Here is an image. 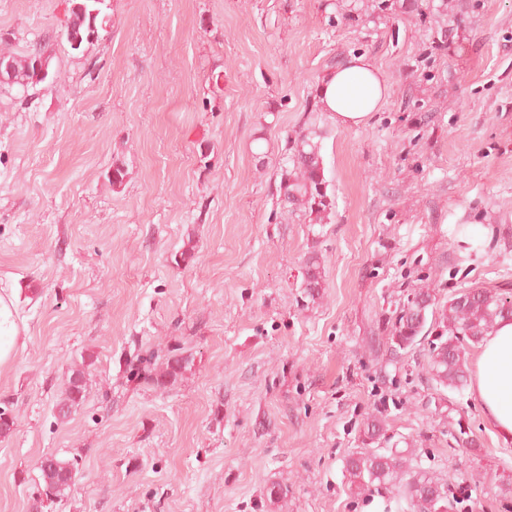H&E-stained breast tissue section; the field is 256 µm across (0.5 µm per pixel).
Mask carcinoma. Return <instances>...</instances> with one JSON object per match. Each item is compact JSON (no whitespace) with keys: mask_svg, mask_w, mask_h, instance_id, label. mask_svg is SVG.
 I'll use <instances>...</instances> for the list:
<instances>
[{"mask_svg":"<svg viewBox=\"0 0 512 512\" xmlns=\"http://www.w3.org/2000/svg\"><path fill=\"white\" fill-rule=\"evenodd\" d=\"M341 14L345 21L369 10L389 11L398 0H373V8L358 5ZM104 0H70L60 31L71 50L80 51L98 38L99 29L109 22L103 11ZM44 55L33 47L23 55L7 52L3 65L9 69L7 86L26 91L34 86L35 62ZM319 136L312 127L287 142L288 165L280 169L278 191L293 209L323 223L335 207V198L328 193L320 154ZM302 293L314 303L323 296L324 268L315 251L303 263ZM512 319V291L506 289L467 288L441 303L432 290L418 291L407 300L396 317L390 336L393 348L406 350L418 341L429 340V368L432 379L443 387L460 389L467 382L469 348L480 344L493 331L498 321ZM193 366V358L179 348L169 351L164 367L157 371L150 361L140 360L130 369L131 378L152 387L172 386ZM90 386L89 373L75 367L68 376L56 404V418L67 421L84 403ZM363 448L346 462L350 483L359 494L394 491L404 502L402 512H449L453 504L448 481L442 482L416 464V450L411 444L404 448L387 446L382 419L374 416L360 430ZM40 486L46 501L62 497L75 485L78 468L70 460L54 455L44 458L39 466Z\"/></svg>","mask_w":512,"mask_h":512,"instance_id":"cac0c4a2","label":"carcinoma"}]
</instances>
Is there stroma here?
<instances>
[{
  "label": "stroma",
  "mask_w": 512,
  "mask_h": 512,
  "mask_svg": "<svg viewBox=\"0 0 512 512\" xmlns=\"http://www.w3.org/2000/svg\"><path fill=\"white\" fill-rule=\"evenodd\" d=\"M341 4L105 0L81 54L58 35L65 0H0L8 48L44 45L58 73L0 87V289L22 329L0 368L15 418L0 512H38L51 454L80 469L52 512H398L346 477L373 415L454 476L458 512H512V443L469 390L432 381L427 343L390 341L420 289H512V0L359 27L330 23ZM351 53L390 92L341 128L316 88ZM310 122L336 198L323 224L277 192L286 140ZM474 224L488 234L472 253ZM188 242L195 261L175 265ZM313 250L325 288L309 304ZM176 346L194 366L173 386L131 379L137 356ZM86 357L92 386L59 422ZM302 282L300 288L304 298L315 303L323 296L324 268L321 257L315 251L309 252L303 263ZM89 373L84 365L75 367L68 376L62 395L56 404V418L60 422L67 421L84 403L90 386Z\"/></svg>",
  "instance_id": "obj_1"
}]
</instances>
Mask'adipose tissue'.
<instances>
[{
    "instance_id": "adipose-tissue-1",
    "label": "adipose tissue",
    "mask_w": 512,
    "mask_h": 512,
    "mask_svg": "<svg viewBox=\"0 0 512 512\" xmlns=\"http://www.w3.org/2000/svg\"><path fill=\"white\" fill-rule=\"evenodd\" d=\"M388 95L387 80L365 55L345 58L317 87L322 111L343 128L366 125ZM470 393L499 437L512 442V320L500 321L480 344Z\"/></svg>"
}]
</instances>
